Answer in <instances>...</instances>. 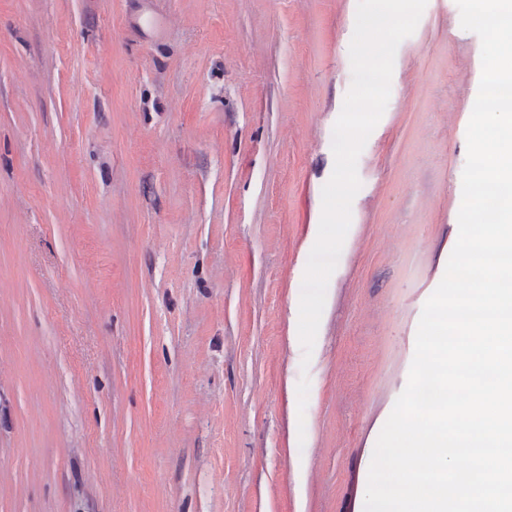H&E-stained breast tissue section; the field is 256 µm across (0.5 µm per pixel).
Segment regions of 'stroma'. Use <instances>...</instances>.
Segmentation results:
<instances>
[{
    "mask_svg": "<svg viewBox=\"0 0 512 512\" xmlns=\"http://www.w3.org/2000/svg\"><path fill=\"white\" fill-rule=\"evenodd\" d=\"M357 5L0 0V512H364L482 62L427 0L305 352Z\"/></svg>",
    "mask_w": 512,
    "mask_h": 512,
    "instance_id": "stroma-1",
    "label": "stroma"
}]
</instances>
